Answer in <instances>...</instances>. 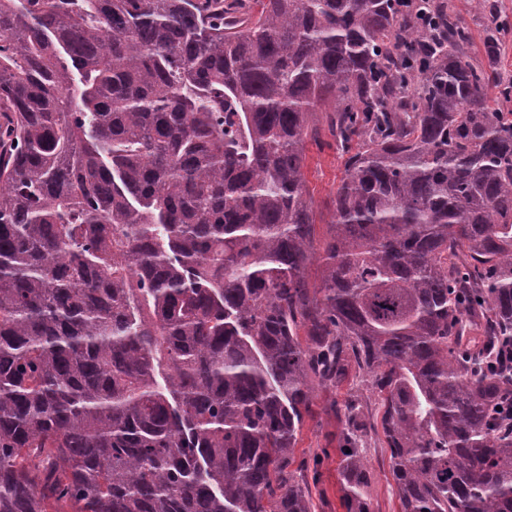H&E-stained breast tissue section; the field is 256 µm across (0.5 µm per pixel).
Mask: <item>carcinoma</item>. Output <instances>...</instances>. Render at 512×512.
<instances>
[{
  "label": "carcinoma",
  "mask_w": 512,
  "mask_h": 512,
  "mask_svg": "<svg viewBox=\"0 0 512 512\" xmlns=\"http://www.w3.org/2000/svg\"><path fill=\"white\" fill-rule=\"evenodd\" d=\"M254 2L0 0V512H314L311 382L352 367L401 512H512L507 23L482 60L451 0ZM316 126L318 134L309 138L306 143L305 178L316 214L314 238L318 246L328 236L333 200L336 189L345 176V155L336 143V135L332 130L331 118L333 112H317Z\"/></svg>",
  "instance_id": "obj_1"
}]
</instances>
